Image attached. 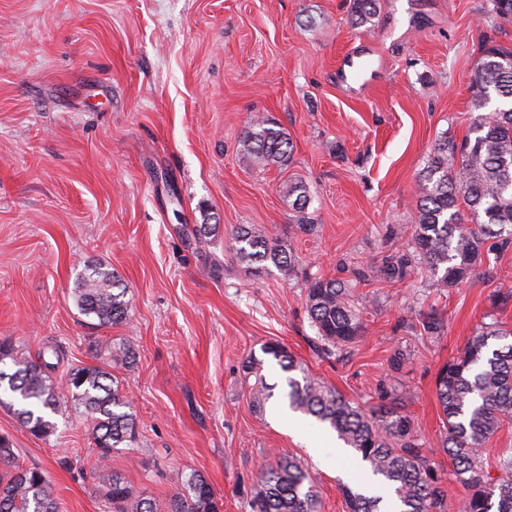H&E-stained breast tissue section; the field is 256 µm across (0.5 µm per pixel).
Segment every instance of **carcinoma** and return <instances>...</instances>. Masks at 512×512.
<instances>
[{"label":"carcinoma","mask_w":512,"mask_h":512,"mask_svg":"<svg viewBox=\"0 0 512 512\" xmlns=\"http://www.w3.org/2000/svg\"><path fill=\"white\" fill-rule=\"evenodd\" d=\"M378 13V0H349V18L355 28H372ZM469 99L476 116L468 134L459 144L443 139L417 176L419 207L411 242L379 263L357 268L355 282L376 277L400 282L420 264L438 287H454L482 262L486 241L495 240L501 250L512 247V48L484 47L470 76ZM242 148L261 167L285 166L292 155L288 133L264 115L250 121ZM284 196L302 214L299 228L312 230L313 222L303 217L310 203L306 186L290 182ZM230 250L253 273L272 265L286 280L296 274V256L250 224L232 234ZM351 288L352 283L334 278L307 281L306 307L318 351L324 356L334 355L363 335ZM127 292L112 271L96 265L85 266L75 288L80 312L102 326L129 318ZM105 351L106 367L127 368L136 360L134 350L124 343H110ZM262 352L290 374L285 394L288 407L333 429L376 478L372 490L342 487L351 512H387V504L393 501L399 512H448L442 475L422 448L414 421L404 412L403 398L395 397L392 405L366 412L312 378L284 346L268 343ZM58 366L43 351L27 356L1 341L0 389L11 400L0 398V406L14 409L20 424L37 438L51 435L56 427L51 416L64 405L84 408L94 420L97 471L107 512H223L220 498L199 473L191 474L185 492L163 506L134 492L109 465L112 450L132 446L136 436V418L127 411L130 401L117 377L106 367H74L62 387L54 379ZM243 374L246 380L254 379L249 391L252 407L264 411L274 393L263 374V361L249 357ZM435 390L445 427L442 447L468 489L458 512H512V479L490 482L481 460L485 445L504 423L512 422V329L498 320L482 324L459 355L439 370ZM319 501L300 459L283 450L275 463L260 469L249 507L251 512H318ZM0 512H59L55 486L46 471L18 467L1 475Z\"/></svg>","instance_id":"carcinoma-1"}]
</instances>
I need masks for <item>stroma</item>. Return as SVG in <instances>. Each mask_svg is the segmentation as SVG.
Listing matches in <instances>:
<instances>
[{"instance_id": "obj_1", "label": "stroma", "mask_w": 512, "mask_h": 512, "mask_svg": "<svg viewBox=\"0 0 512 512\" xmlns=\"http://www.w3.org/2000/svg\"><path fill=\"white\" fill-rule=\"evenodd\" d=\"M349 0H0V341L30 355L52 346L55 372L100 366L93 346L128 344L115 369L137 440L111 468L164 502L190 474L205 476L224 512H250L262 465L285 448L311 471L320 512H349L339 490L360 483L352 452L312 424L295 432L278 402L286 374L264 344L287 347L310 373L365 409L381 388L405 410L442 470L450 506L465 496L444 434L435 380L490 319L512 249H490L472 277L437 287L414 267L401 283H359L364 338L322 357L305 284L350 278L407 245L419 206L415 180L441 137L473 121L469 75L483 41L512 47V20L491 0H380L377 23L351 26ZM367 49L377 81L350 91L341 57ZM283 127L288 168L254 166L240 140L253 115ZM305 182L313 233L297 232L282 193ZM216 224L218 235L195 236ZM277 238L298 259L292 279L254 276L227 250L239 225ZM223 264L210 276L209 264ZM103 264L128 288L121 325L81 315L72 292L85 265ZM437 309L441 335L423 331ZM263 359L276 399L256 413L242 364ZM48 438L0 408L14 462L44 469L60 512H102L92 420L67 410Z\"/></svg>"}]
</instances>
